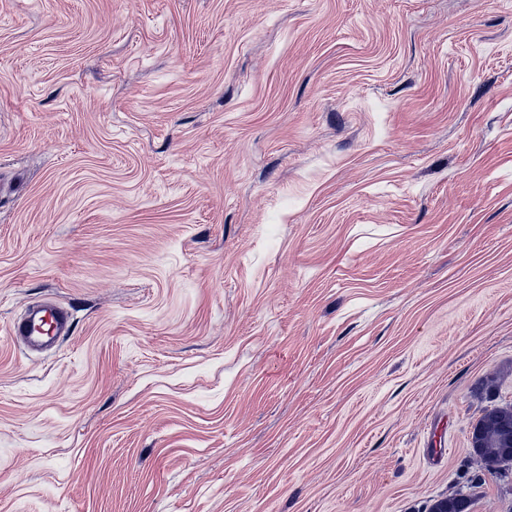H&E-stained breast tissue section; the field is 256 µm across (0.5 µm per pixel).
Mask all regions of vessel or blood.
<instances>
[{"mask_svg":"<svg viewBox=\"0 0 512 512\" xmlns=\"http://www.w3.org/2000/svg\"><path fill=\"white\" fill-rule=\"evenodd\" d=\"M70 312L52 299L27 306L24 314L11 325L10 333L32 354L56 349L59 340L70 334Z\"/></svg>","mask_w":512,"mask_h":512,"instance_id":"obj_1","label":"vessel or blood"}]
</instances>
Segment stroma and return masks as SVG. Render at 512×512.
<instances>
[{
    "mask_svg": "<svg viewBox=\"0 0 512 512\" xmlns=\"http://www.w3.org/2000/svg\"><path fill=\"white\" fill-rule=\"evenodd\" d=\"M507 402L512 0H0V512H512ZM70 312L48 298L27 306L24 314L11 324L10 333L32 354L56 349L59 340L70 334ZM507 433L512 443V405L505 404L484 410L481 417L474 424L472 434V452L480 464L481 469L493 476L497 461L496 448L500 447L501 437ZM505 457H510L511 448H501Z\"/></svg>",
    "mask_w": 512,
    "mask_h": 512,
    "instance_id": "stroma-1",
    "label": "stroma"
}]
</instances>
